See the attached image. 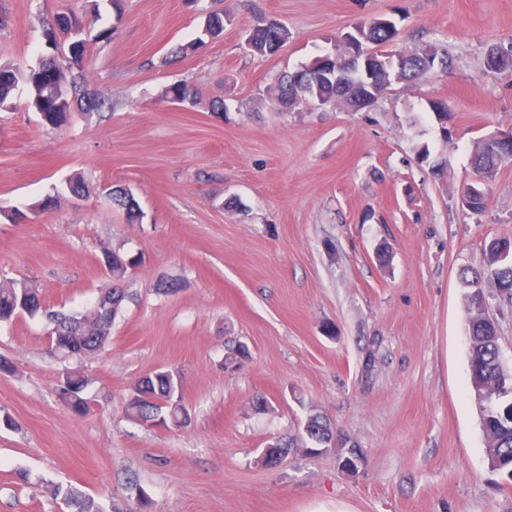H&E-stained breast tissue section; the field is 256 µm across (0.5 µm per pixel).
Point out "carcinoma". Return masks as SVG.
I'll return each instance as SVG.
<instances>
[{
  "instance_id": "carcinoma-1",
  "label": "carcinoma",
  "mask_w": 512,
  "mask_h": 512,
  "mask_svg": "<svg viewBox=\"0 0 512 512\" xmlns=\"http://www.w3.org/2000/svg\"><path fill=\"white\" fill-rule=\"evenodd\" d=\"M224 11H214L207 16L196 37L178 47L177 53L188 55L207 41L224 32ZM51 53L39 60L38 65L26 75L29 107L38 112L52 127H60L68 119L75 105L83 102L102 107L108 98L101 92H83L78 98L69 96L65 82L78 85L85 68L87 39L81 18L73 9L56 14L47 23L43 33ZM19 78L17 72L0 65V111L14 108V90ZM312 95L333 105L345 104V94H340L333 83L310 85ZM180 103L195 102L199 92L180 82L170 86L166 98ZM499 157L489 151L483 140L475 142L471 154V166L482 172L497 165ZM112 205L122 210L131 223L140 219L141 209L132 192L124 188L112 190ZM512 249L509 238H495L493 245L483 248L484 268L490 273L497 288L512 289V261H504L499 255ZM111 258L107 276L110 285L99 289L89 306L76 313H64L46 308L39 289L25 280L0 281V324L11 323L21 316L41 317L49 326L50 350L63 358L82 356L104 350L111 342L112 323L126 299L123 281L137 259L119 251L105 248L101 258ZM459 280L465 289L464 298L468 327V364L470 386L477 388L484 399L477 400L480 429L485 439V458L491 471L502 476L512 474V372L503 361L500 333L489 329L483 322L484 300L488 296L480 289L481 273L463 268ZM87 379L78 369H69L63 384L59 386L62 402L72 413L81 416L88 409L85 397ZM127 414L137 422L153 426L180 427L189 420V413L182 403L180 379L169 370H158L131 386L126 405ZM307 438L303 448L309 456L318 455V449L330 447L334 433L330 423L320 414L307 418L304 425ZM55 498L66 505L69 512H103L94 498L75 487H57Z\"/></svg>"
}]
</instances>
